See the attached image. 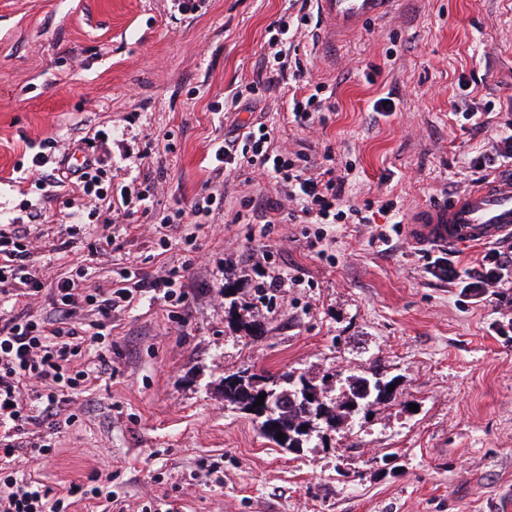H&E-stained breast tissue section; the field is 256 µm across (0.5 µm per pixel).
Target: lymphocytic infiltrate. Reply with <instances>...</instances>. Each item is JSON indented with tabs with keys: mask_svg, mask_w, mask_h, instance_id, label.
<instances>
[{
	"mask_svg": "<svg viewBox=\"0 0 512 512\" xmlns=\"http://www.w3.org/2000/svg\"><path fill=\"white\" fill-rule=\"evenodd\" d=\"M310 21L301 11L280 18L269 29L268 46L272 66L285 69L286 58ZM265 127L249 130L241 138L225 141L215 158L225 169L245 165L257 167L279 179L290 203L288 218L306 224H339L360 218L361 212L344 202V181L335 169L312 163L303 153L290 157L269 151ZM112 170L110 155L88 154L81 164L61 159L53 175L55 184H70L75 193L104 200L102 182ZM29 233L17 224L0 227V305L38 295L41 283L29 269ZM88 270L76 266L59 280L52 297L53 315L41 318L23 310L0 320V426L11 425L16 435L34 422V409L53 418L54 407L70 400L72 390L88 386L99 371L81 364L83 345L76 339L75 325L82 309L96 316L91 342L102 343L112 334V315L133 300L149 295L171 308L184 305L187 296L179 270L164 276L130 273L128 287L108 290L87 281ZM14 439L0 441V453L14 456L20 446ZM83 484L71 483L57 490L24 478L16 472L0 471V512H67L72 500L84 493Z\"/></svg>",
	"mask_w": 512,
	"mask_h": 512,
	"instance_id": "1",
	"label": "lymphocytic infiltrate"
}]
</instances>
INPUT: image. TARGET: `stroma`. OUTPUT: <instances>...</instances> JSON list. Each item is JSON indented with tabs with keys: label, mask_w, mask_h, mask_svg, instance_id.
I'll return each mask as SVG.
<instances>
[{
	"label": "stroma",
	"mask_w": 512,
	"mask_h": 512,
	"mask_svg": "<svg viewBox=\"0 0 512 512\" xmlns=\"http://www.w3.org/2000/svg\"><path fill=\"white\" fill-rule=\"evenodd\" d=\"M289 0H0V225L25 224L44 287L30 304L52 311V288L80 261L97 284L137 264L146 274L185 265L180 317L142 303L112 319L110 346L83 362L110 363L78 396L69 421L30 424L53 453L23 449L11 467L53 488L110 480L126 512L152 499L180 512H512V274L465 292V273L486 245L453 248L455 278L437 269L443 252H414L404 215L470 188L469 161L486 134L462 127L457 103L495 106L512 122V0H400L356 35L329 41L316 6L300 38L310 84L327 86L332 112L304 130L288 120L290 72L266 66L270 25ZM262 81L251 111L221 115L215 104ZM394 94L395 112L373 102ZM265 123L273 148L330 158L346 177L345 200L363 224L289 221L284 191L260 171L222 169L218 142L236 124ZM109 135L112 186L152 181L153 214H123L112 198L114 241L89 256L100 217L82 234L62 225L70 186L41 192L18 172L48 137L61 150ZM222 194L185 252V226L163 216ZM41 210L46 221L31 224ZM277 222L264 227L265 214ZM321 236L319 249L308 245ZM171 250H163L161 237ZM298 280L286 295L260 298L262 252ZM235 278L256 338L230 325L225 276ZM303 373L338 395L335 372L369 368L395 378L397 395L372 403L337 431L289 453L266 440L251 415L224 400L226 373Z\"/></svg>",
	"instance_id": "stroma-1"
}]
</instances>
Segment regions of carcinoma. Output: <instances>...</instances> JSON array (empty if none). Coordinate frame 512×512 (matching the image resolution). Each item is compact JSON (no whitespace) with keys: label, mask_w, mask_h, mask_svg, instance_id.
I'll return each mask as SVG.
<instances>
[{"label":"carcinoma","mask_w":512,"mask_h":512,"mask_svg":"<svg viewBox=\"0 0 512 512\" xmlns=\"http://www.w3.org/2000/svg\"><path fill=\"white\" fill-rule=\"evenodd\" d=\"M393 383L395 379L387 380L376 371L351 375L347 392L331 398L303 373H257L247 367L224 376V401L251 411L263 437L293 453L309 444L329 417L343 420L372 402L394 398L396 392L388 391ZM261 394L264 404L257 406ZM280 432L284 438L278 440Z\"/></svg>","instance_id":"carcinoma-1"}]
</instances>
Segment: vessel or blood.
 Here are the masks:
<instances>
[{
	"label": "vessel or blood",
	"mask_w": 512,
	"mask_h": 512,
	"mask_svg": "<svg viewBox=\"0 0 512 512\" xmlns=\"http://www.w3.org/2000/svg\"><path fill=\"white\" fill-rule=\"evenodd\" d=\"M329 29L359 32L385 16L396 0H317ZM407 235L415 250L489 244L512 237V166H504L450 199L436 200L411 214Z\"/></svg>",
	"instance_id": "vessel-or-blood-1"
}]
</instances>
